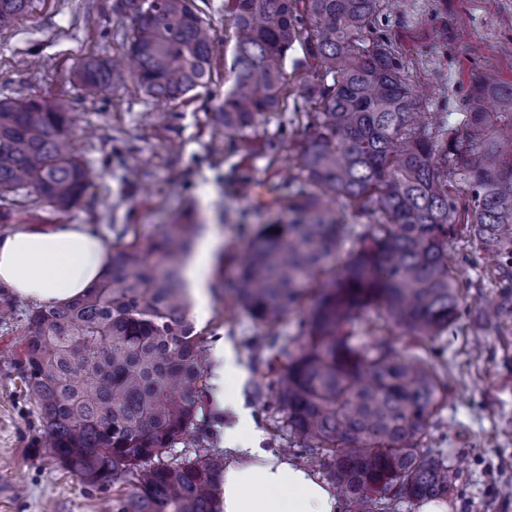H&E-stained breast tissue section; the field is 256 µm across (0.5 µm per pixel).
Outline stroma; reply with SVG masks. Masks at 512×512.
<instances>
[{
  "instance_id": "obj_1",
  "label": "stroma",
  "mask_w": 512,
  "mask_h": 512,
  "mask_svg": "<svg viewBox=\"0 0 512 512\" xmlns=\"http://www.w3.org/2000/svg\"><path fill=\"white\" fill-rule=\"evenodd\" d=\"M132 29L116 0H39L31 15L0 30V98L71 99L78 151L102 172L65 214L36 193L24 194L12 206L11 222L0 224V236L20 226L85 224L109 244L129 224L147 240L186 215L214 232L221 253H240L247 226L277 217L259 201L295 163L312 109L304 87L323 72L304 46L291 51L288 94L253 132L279 140L278 160L271 163L224 143L216 117L224 96L223 50L215 52L209 91L190 99L159 102L129 78L108 92L84 90L76 78L80 61L122 55ZM370 30L388 42L407 81L422 90L420 111L437 120L460 122L464 95L485 71L512 82V0H406L402 9L396 0H379ZM131 152L142 168L134 184L125 179ZM448 250L461 272V313L439 348L421 352L448 384V405L434 415L426 444L446 458L453 475L452 512H512V309L485 322L482 306L503 300L498 277L470 238L450 237ZM31 307L0 288V512H112V486L82 484L45 444L24 383L23 331ZM205 312L197 328L213 329L233 363L224 373L223 423L214 422L215 405L206 394L198 399V420L213 431L238 428L245 446L283 452L288 433L279 426L276 385L267 382L262 396L251 395L245 344L271 331L280 348L296 351L303 310L271 330L245 307L228 314L213 298Z\"/></svg>"
}]
</instances>
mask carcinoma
Here are the masks:
<instances>
[{
    "mask_svg": "<svg viewBox=\"0 0 512 512\" xmlns=\"http://www.w3.org/2000/svg\"><path fill=\"white\" fill-rule=\"evenodd\" d=\"M40 0H0V30ZM379 0H225L224 139L241 149L275 150L245 138L288 91L286 62L305 40L315 66L332 76L306 85V141L298 174L273 187L280 212L255 226L232 272L218 266L224 300L272 325L312 284L318 292L301 322L295 353L252 361L278 376L288 436L307 462L327 468L350 512H383L391 493L409 503L448 495V463L424 448L446 399L421 356L387 338L353 342L372 309L417 344L448 334L460 296L448 237L460 231L499 261L512 293V84L483 74L464 98L462 125L430 123L419 111L389 45L359 39ZM134 22L121 58H87L82 87L105 92L129 77L152 98L183 100L212 83L215 33L195 0H119ZM66 98L0 99V202L32 189L64 213L95 173L78 154ZM467 187L460 206L453 182ZM333 194L356 231L323 200ZM202 224H173L161 238L112 242L107 269L71 302L29 312L24 379L46 446L89 486H117L112 512H223L224 457L201 445L168 457L196 425L207 388L208 338L196 331L184 263ZM360 247L327 269L343 239Z\"/></svg>",
    "mask_w": 512,
    "mask_h": 512,
    "instance_id": "cac0c4a2",
    "label": "carcinoma"
}]
</instances>
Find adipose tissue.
Here are the masks:
<instances>
[{
	"label": "adipose tissue",
	"instance_id": "adipose-tissue-1",
	"mask_svg": "<svg viewBox=\"0 0 512 512\" xmlns=\"http://www.w3.org/2000/svg\"><path fill=\"white\" fill-rule=\"evenodd\" d=\"M107 246L88 227L21 228L0 236V284L43 306L66 303L95 283ZM224 512H348L337 488L299 463L260 448H242L225 432Z\"/></svg>",
	"mask_w": 512,
	"mask_h": 512
}]
</instances>
